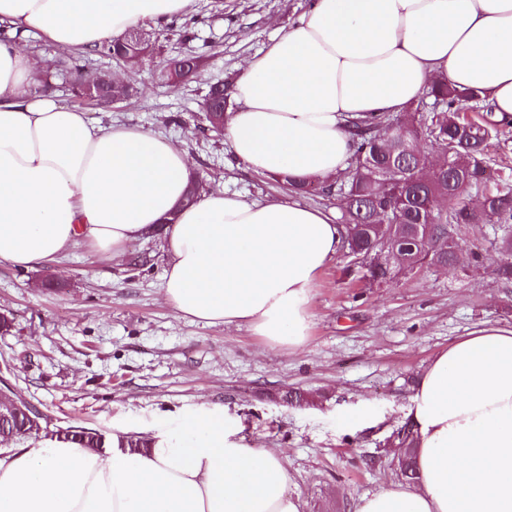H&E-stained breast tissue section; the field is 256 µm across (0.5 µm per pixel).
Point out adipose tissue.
<instances>
[{
  "label": "adipose tissue",
  "mask_w": 512,
  "mask_h": 512,
  "mask_svg": "<svg viewBox=\"0 0 512 512\" xmlns=\"http://www.w3.org/2000/svg\"><path fill=\"white\" fill-rule=\"evenodd\" d=\"M194 0H0V259L30 266L86 242L119 257L165 224L163 296L183 318L247 328L270 347L308 339L313 288L344 247L332 213L222 190L178 209L187 155L150 131L103 128L37 89L30 31L90 48L186 13ZM512 119V0H313L238 79L224 136L255 172L330 181L351 118L394 114L441 80ZM414 481L354 512H512V328L457 338L410 396ZM145 447L37 440L0 454V512H302L283 454L200 408Z\"/></svg>",
  "instance_id": "ef3b65f1"
}]
</instances>
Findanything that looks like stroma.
I'll return each mask as SVG.
<instances>
[{
    "label": "stroma",
    "mask_w": 512,
    "mask_h": 512,
    "mask_svg": "<svg viewBox=\"0 0 512 512\" xmlns=\"http://www.w3.org/2000/svg\"><path fill=\"white\" fill-rule=\"evenodd\" d=\"M310 0H195L176 25L151 39L145 60L89 56L95 71L123 73L135 94L106 106L74 97L69 52L37 33L29 51L44 65L45 94L104 127L123 124L169 139L187 153L204 190L253 202L291 199L272 177L237 160L224 137L205 131L212 83L233 91L246 60L267 49ZM188 25L192 38H183ZM200 60L186 82L164 80L178 55ZM497 226L471 224L462 238L481 254L450 271L426 269L380 285L337 255L314 288L307 342L269 347L245 328L181 318L162 297L167 257L160 236L126 244L120 261L79 244L33 268L0 260V378L35 404L50 430L105 435L149 432L198 406L223 409L253 446L282 448L290 492L303 512H352L362 495L397 477L392 450L408 428L411 388L429 359L491 323L512 326V283L500 282ZM364 406L372 425L347 427Z\"/></svg>",
    "instance_id": "obj_1"
}]
</instances>
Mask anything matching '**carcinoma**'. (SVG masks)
Wrapping results in <instances>:
<instances>
[{
  "label": "carcinoma",
  "instance_id": "carcinoma-1",
  "mask_svg": "<svg viewBox=\"0 0 512 512\" xmlns=\"http://www.w3.org/2000/svg\"><path fill=\"white\" fill-rule=\"evenodd\" d=\"M133 28L92 52L126 61L135 47ZM434 112L421 105L396 115H369L348 122L354 142L348 209L340 223L347 254L367 257L386 247L389 262L368 269L372 282L435 264L453 267L463 255L480 254L453 233L468 224H498L504 235L496 275L512 283V181L496 177L487 149L512 121L497 120L478 91L443 83L431 86ZM408 128V138L392 139L388 126ZM495 188L490 190L488 185Z\"/></svg>",
  "mask_w": 512,
  "mask_h": 512
}]
</instances>
